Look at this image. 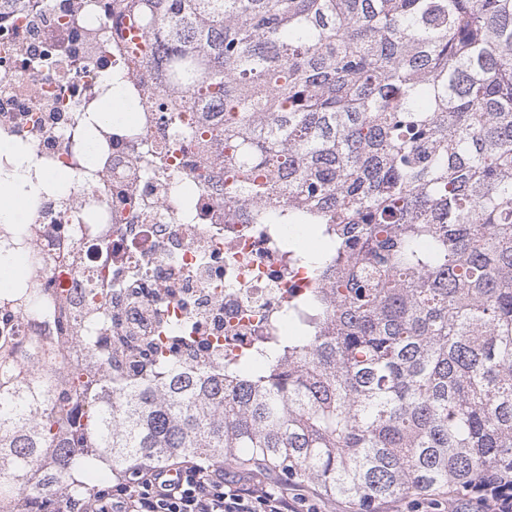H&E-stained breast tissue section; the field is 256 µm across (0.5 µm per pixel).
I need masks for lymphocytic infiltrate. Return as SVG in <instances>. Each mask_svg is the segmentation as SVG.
Masks as SVG:
<instances>
[{
    "label": "lymphocytic infiltrate",
    "mask_w": 512,
    "mask_h": 512,
    "mask_svg": "<svg viewBox=\"0 0 512 512\" xmlns=\"http://www.w3.org/2000/svg\"><path fill=\"white\" fill-rule=\"evenodd\" d=\"M305 504V494H288L278 483L187 461L178 482L160 468L141 470L98 492L93 505L71 498L66 506L67 512H303Z\"/></svg>",
    "instance_id": "obj_1"
}]
</instances>
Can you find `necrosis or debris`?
<instances>
[{
    "mask_svg": "<svg viewBox=\"0 0 512 512\" xmlns=\"http://www.w3.org/2000/svg\"><path fill=\"white\" fill-rule=\"evenodd\" d=\"M122 76L133 123L88 145L80 123L97 111L107 74ZM144 68L113 33L112 0H16L0 12V140L31 153L41 173L71 171V187L28 206L25 241L0 232V253L21 256L47 293L85 294L112 313V336L161 345L184 368L231 367L260 343L287 336L288 305L321 281L288 251L290 227L258 224L221 202L220 159L173 138ZM183 172L158 167L161 145ZM56 317L0 305V337L43 339Z\"/></svg>",
    "mask_w": 512,
    "mask_h": 512,
    "instance_id": "4bbe7bcc",
    "label": "necrosis or debris"
}]
</instances>
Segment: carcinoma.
<instances>
[{
    "mask_svg": "<svg viewBox=\"0 0 512 512\" xmlns=\"http://www.w3.org/2000/svg\"><path fill=\"white\" fill-rule=\"evenodd\" d=\"M149 80L191 91L224 195L312 224L325 288L262 364L185 375L144 345L113 394L102 305L46 345L0 341V512L87 504L193 459L311 482L358 512L402 495L508 494L512 474V0H121ZM70 297L21 289L15 308Z\"/></svg>",
    "mask_w": 512,
    "mask_h": 512,
    "instance_id": "carcinoma-1",
    "label": "carcinoma"
}]
</instances>
